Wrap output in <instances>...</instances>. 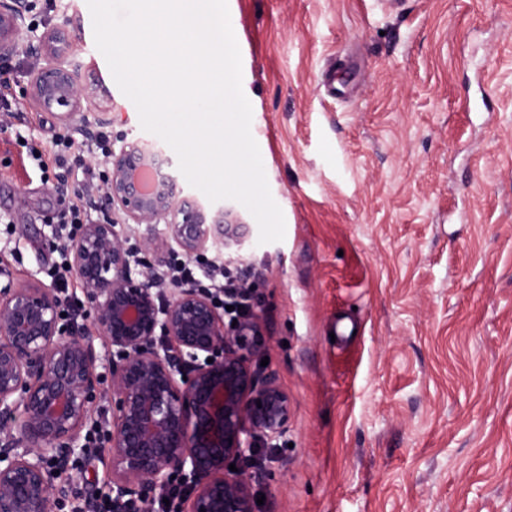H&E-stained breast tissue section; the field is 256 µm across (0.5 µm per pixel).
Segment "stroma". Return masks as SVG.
Wrapping results in <instances>:
<instances>
[{
	"label": "stroma",
	"instance_id": "stroma-1",
	"mask_svg": "<svg viewBox=\"0 0 512 512\" xmlns=\"http://www.w3.org/2000/svg\"><path fill=\"white\" fill-rule=\"evenodd\" d=\"M112 99V145L150 139L97 49L87 0H32ZM283 241L228 266L253 291V369L291 402L255 512H512V0H227ZM356 60L351 92L321 76ZM0 115V284L48 281L55 216L95 135ZM69 166L32 167L57 135ZM348 325L336 335L337 324ZM112 492L109 451L64 476Z\"/></svg>",
	"mask_w": 512,
	"mask_h": 512
}]
</instances>
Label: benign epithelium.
Returning <instances> with one entry per match:
<instances>
[{
	"mask_svg": "<svg viewBox=\"0 0 512 512\" xmlns=\"http://www.w3.org/2000/svg\"><path fill=\"white\" fill-rule=\"evenodd\" d=\"M29 13V0H0V57L41 62L25 96L65 119L92 112L94 123L109 124L105 91L59 29L17 40ZM107 163L105 197L122 223L165 224L147 250L191 256L217 239L238 251L249 241L250 225L235 209L179 195L157 145L123 140ZM68 250L98 336L113 352L114 510L182 474L192 485L184 512H254L251 476L229 465L277 444L291 412L276 379L251 369L255 315L226 325L211 296L194 287L158 301L147 277L133 276L110 216L82 225ZM97 361L94 339L63 323L55 289L34 274L0 288V512H52L54 501L73 495V485L56 479L84 454L102 381Z\"/></svg>",
	"mask_w": 512,
	"mask_h": 512,
	"instance_id": "obj_1",
	"label": "benign epithelium"
}]
</instances>
